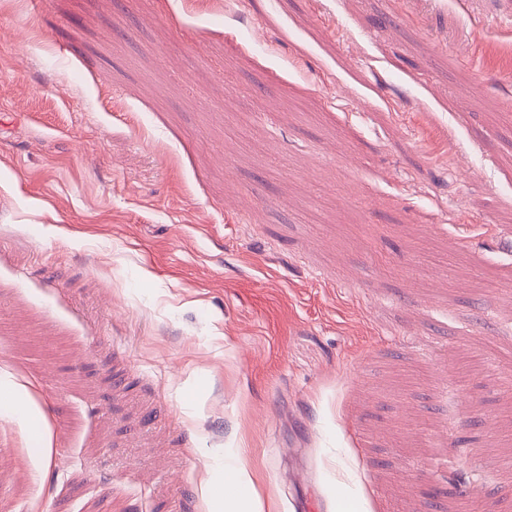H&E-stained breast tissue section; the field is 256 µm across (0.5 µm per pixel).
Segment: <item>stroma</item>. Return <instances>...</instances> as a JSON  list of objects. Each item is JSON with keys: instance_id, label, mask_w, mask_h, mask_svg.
<instances>
[{"instance_id": "obj_1", "label": "stroma", "mask_w": 512, "mask_h": 512, "mask_svg": "<svg viewBox=\"0 0 512 512\" xmlns=\"http://www.w3.org/2000/svg\"><path fill=\"white\" fill-rule=\"evenodd\" d=\"M506 10L0 0V512H512ZM242 452H232L227 457H216L212 464L205 465L203 474L198 480V492L205 506L204 512H263V501L254 486V481L249 469L241 460ZM224 476L225 484L232 488L228 492L225 486L215 484L217 476ZM243 490L247 491L246 498L241 495ZM225 495V496H224ZM220 503L222 510L215 511Z\"/></svg>"}]
</instances>
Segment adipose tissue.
<instances>
[{"instance_id":"ef3b65f1","label":"adipose tissue","mask_w":512,"mask_h":512,"mask_svg":"<svg viewBox=\"0 0 512 512\" xmlns=\"http://www.w3.org/2000/svg\"><path fill=\"white\" fill-rule=\"evenodd\" d=\"M222 483L230 486V493L219 492ZM198 492L204 512H263V501L252 475L237 452L205 465L198 480Z\"/></svg>"}]
</instances>
